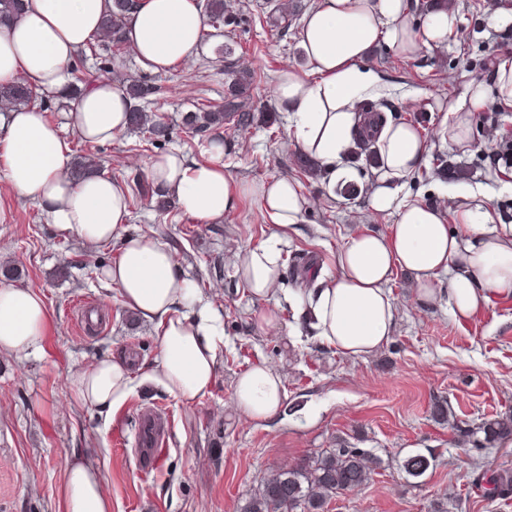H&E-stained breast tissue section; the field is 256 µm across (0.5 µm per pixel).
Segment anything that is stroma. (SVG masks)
<instances>
[{
	"instance_id": "35a3bbf8",
	"label": "stroma",
	"mask_w": 512,
	"mask_h": 512,
	"mask_svg": "<svg viewBox=\"0 0 512 512\" xmlns=\"http://www.w3.org/2000/svg\"><path fill=\"white\" fill-rule=\"evenodd\" d=\"M316 0H296L298 16L283 21L272 0H226L224 25L192 63L165 74L143 70L131 48L114 54L107 41L83 47L71 82L103 78L137 80L153 87L146 109L168 122V140L150 145L126 129L108 143H89L75 131L71 99L47 93L41 109L57 125L74 158L91 154L101 172L127 189L147 183L146 166L158 154L178 150L202 162L215 137L224 141V171L242 181L285 177L310 205L300 223L277 228L258 200L241 197L217 224H201L161 196H146L129 209L125 233L158 239L171 251L180 275L223 316L224 345L210 395L186 402L145 376L160 360L154 323L123 305L117 288L101 277L120 253V241L98 246L59 232L42 209L16 197L0 177V281L43 296L52 326L40 354L0 355V512H58L68 459L94 462L112 501V512H241L267 472L328 448H360L380 461L370 481L337 495L328 512H512V497L490 498L483 473L512 468V447L490 445L461 452L457 427L512 412V296L492 297L471 319L454 318L447 283L436 301L419 305L409 276L395 271L388 288L398 305L393 334L372 355L350 358L311 336L289 292L305 274L292 270L305 258L318 278L337 272L348 236L386 233L393 214L370 209L375 165L360 161L352 178L336 185L304 171L293 121L275 105L276 75L303 63L298 31ZM457 29L442 45L403 54L378 47L366 60L381 79L380 101L397 120H417L426 143L423 164L405 178V189L423 204L454 213L458 195L482 187L500 223L512 224V167L496 159L512 143V106L497 98L491 37L512 36V0H453ZM232 50L220 57L221 46ZM250 73L253 123L206 132L185 118L218 107L232 91L234 74ZM485 91L473 139L454 147L438 139L448 105L473 86ZM447 169L437 172L436 156ZM276 244L283 288L251 295L236 273L240 251ZM91 302L99 331L81 330L77 318ZM272 312L275 327L258 317ZM128 359L134 389L110 413L76 402L72 372L105 357ZM262 366L282 374L286 398L272 419L254 422L234 410V381ZM447 409L439 416L437 406ZM158 408L166 427V451L157 466L140 459L137 427L142 412ZM426 456L431 465L409 477L403 461Z\"/></svg>"
}]
</instances>
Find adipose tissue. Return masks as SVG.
<instances>
[{
  "label": "adipose tissue",
  "mask_w": 512,
  "mask_h": 512,
  "mask_svg": "<svg viewBox=\"0 0 512 512\" xmlns=\"http://www.w3.org/2000/svg\"><path fill=\"white\" fill-rule=\"evenodd\" d=\"M112 0H23L17 19L0 25V83L24 79L57 93L70 81L79 49L102 37L101 20ZM452 8L437 7L419 24L410 21L407 0H319L299 31L305 70H282L276 104L294 120L299 149L318 159L331 178L345 179L341 160L358 137L356 105L381 94L364 62L379 46L403 53L447 41L456 28ZM125 33L144 68L155 74L198 57L208 27L198 0H134ZM483 90L460 97L441 122L442 142H469ZM130 101L112 80L90 86L71 114L81 138L106 143L127 127ZM381 181L369 198L376 212L395 214L388 234L358 232L339 253L336 277L321 287L294 293L307 307L315 336L349 357L377 352L393 333L397 308L386 285L394 271L410 275L422 303L433 302L440 273L448 275V304L469 319L494 296L512 295V224L497 221L483 191L462 195L454 217L411 201L403 180L423 163L425 146L412 125L387 120L376 136ZM0 161L20 196L36 203L50 224L92 245L121 238L118 258L105 269L124 305L153 321L161 359L151 380L186 402L209 394L215 382L222 317L178 273L173 255L146 235H122L129 217L127 191L111 177L70 174L72 153L59 129L34 107L0 114ZM148 177L173 195L179 208L202 224L221 222L242 196L258 199L271 224L299 223L307 206L290 180L234 181L224 172V144L213 140L205 162L178 151L156 155ZM237 272L255 297L268 295L282 279L280 254L266 245L243 251ZM52 324L42 296L30 288L0 283V354L41 352ZM75 399L112 410L132 390L128 365L104 358L71 373ZM285 399L281 375L256 367L236 379L234 405L253 421L275 416ZM59 512H111L97 466L84 458L64 472Z\"/></svg>",
  "instance_id": "1"
}]
</instances>
